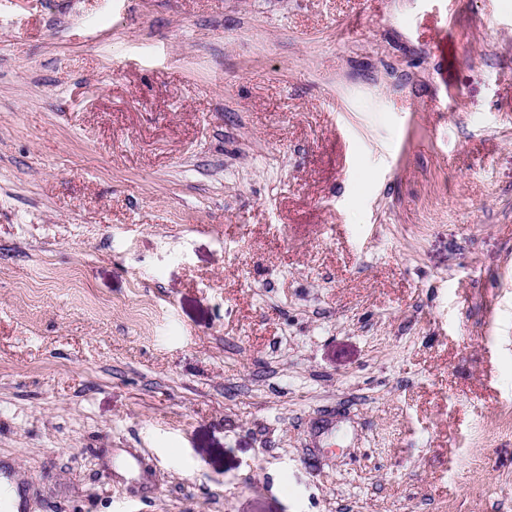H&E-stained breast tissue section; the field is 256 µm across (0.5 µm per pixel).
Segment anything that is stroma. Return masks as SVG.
<instances>
[{
  "instance_id": "obj_1",
  "label": "stroma",
  "mask_w": 512,
  "mask_h": 512,
  "mask_svg": "<svg viewBox=\"0 0 512 512\" xmlns=\"http://www.w3.org/2000/svg\"><path fill=\"white\" fill-rule=\"evenodd\" d=\"M0 464L512 512V0H0Z\"/></svg>"
}]
</instances>
